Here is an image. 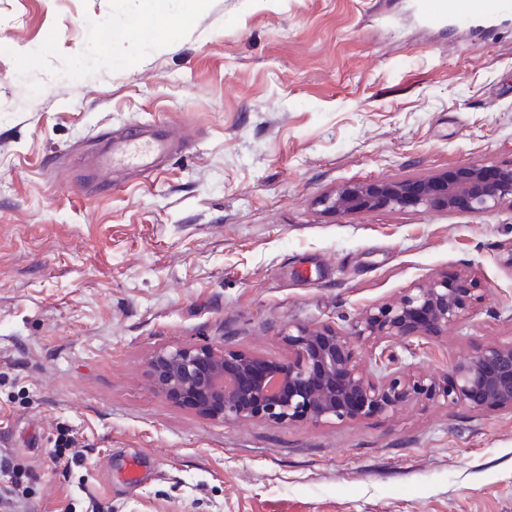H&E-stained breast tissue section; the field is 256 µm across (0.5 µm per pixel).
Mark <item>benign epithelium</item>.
Masks as SVG:
<instances>
[{
  "label": "benign epithelium",
  "mask_w": 512,
  "mask_h": 512,
  "mask_svg": "<svg viewBox=\"0 0 512 512\" xmlns=\"http://www.w3.org/2000/svg\"><path fill=\"white\" fill-rule=\"evenodd\" d=\"M512 199V165L468 164L425 179L347 183L324 196L325 211L346 216L424 208L481 216ZM473 280L434 278L348 325L290 326L283 361L212 345L160 349L147 362L152 388L212 419L275 424L394 415L412 402L512 411V339L450 363L439 378L404 365L394 343L431 340L459 326L478 300Z\"/></svg>",
  "instance_id": "7a95c632"
}]
</instances>
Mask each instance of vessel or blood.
<instances>
[{
	"mask_svg": "<svg viewBox=\"0 0 512 512\" xmlns=\"http://www.w3.org/2000/svg\"><path fill=\"white\" fill-rule=\"evenodd\" d=\"M419 20L432 28L459 25L485 35L512 21V0H415ZM176 145L165 129L146 124L112 141L96 157L100 176L116 172L150 173L159 156L174 152Z\"/></svg>",
	"mask_w": 512,
	"mask_h": 512,
	"instance_id": "1",
	"label": "vessel or blood"
}]
</instances>
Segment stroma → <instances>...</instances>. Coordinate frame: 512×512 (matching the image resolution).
<instances>
[{
    "instance_id": "obj_1",
    "label": "stroma",
    "mask_w": 512,
    "mask_h": 512,
    "mask_svg": "<svg viewBox=\"0 0 512 512\" xmlns=\"http://www.w3.org/2000/svg\"><path fill=\"white\" fill-rule=\"evenodd\" d=\"M0 0V512H512V412L224 422L155 392L157 350L284 360L291 325L346 327L431 277L471 318L399 343L434 374L512 339V202L338 216L344 183L512 164V24L418 27L400 0ZM123 39L105 40V28ZM186 149L87 178L134 123ZM58 448L78 458L55 461ZM148 461L130 489L131 455Z\"/></svg>"
}]
</instances>
